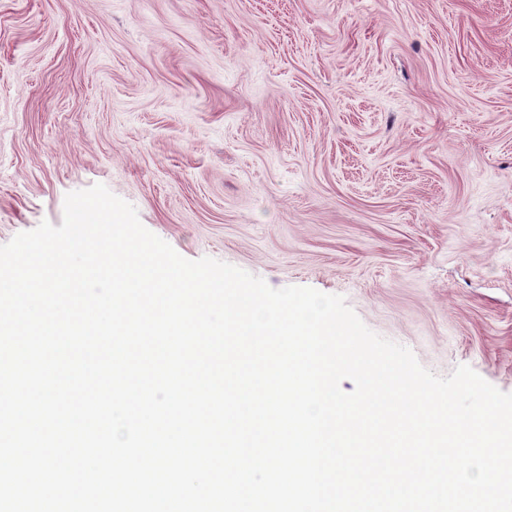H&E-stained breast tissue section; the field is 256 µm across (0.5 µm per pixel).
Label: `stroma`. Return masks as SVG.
<instances>
[{
  "label": "stroma",
  "mask_w": 512,
  "mask_h": 512,
  "mask_svg": "<svg viewBox=\"0 0 512 512\" xmlns=\"http://www.w3.org/2000/svg\"><path fill=\"white\" fill-rule=\"evenodd\" d=\"M96 183L512 393V0H0V244Z\"/></svg>",
  "instance_id": "stroma-1"
}]
</instances>
